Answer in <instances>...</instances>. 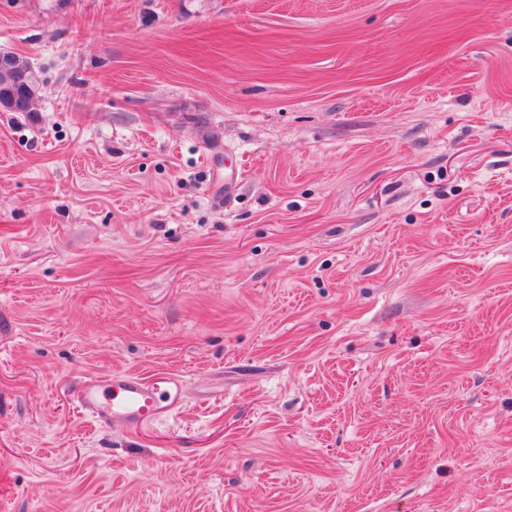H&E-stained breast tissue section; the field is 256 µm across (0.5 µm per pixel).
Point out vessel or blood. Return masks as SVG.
<instances>
[{
    "label": "vessel or blood",
    "mask_w": 512,
    "mask_h": 512,
    "mask_svg": "<svg viewBox=\"0 0 512 512\" xmlns=\"http://www.w3.org/2000/svg\"><path fill=\"white\" fill-rule=\"evenodd\" d=\"M181 381L167 376L147 380L129 372L85 378L80 384L82 409L102 425L137 427L159 419L173 408L167 396L179 389Z\"/></svg>",
    "instance_id": "obj_1"
}]
</instances>
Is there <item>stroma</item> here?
Returning a JSON list of instances; mask_svg holds the SVG:
<instances>
[{"instance_id":"obj_1","label":"stroma","mask_w":512,"mask_h":512,"mask_svg":"<svg viewBox=\"0 0 512 512\" xmlns=\"http://www.w3.org/2000/svg\"><path fill=\"white\" fill-rule=\"evenodd\" d=\"M0 512H512V0H0ZM182 382L137 430L82 379ZM0 56L7 60V66L0 68V112H34L42 90L38 71L29 60L10 50L0 48ZM13 100L22 104L23 111L11 108Z\"/></svg>"}]
</instances>
